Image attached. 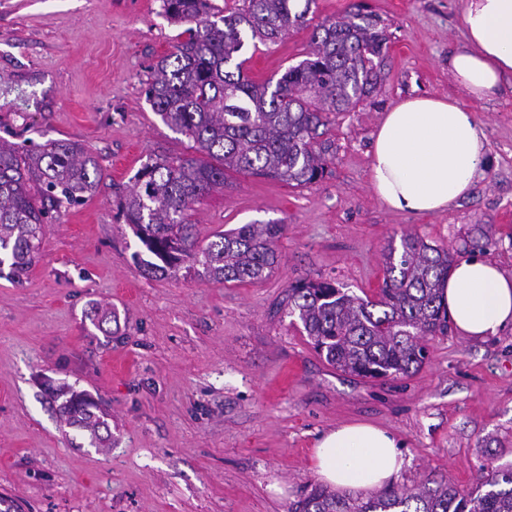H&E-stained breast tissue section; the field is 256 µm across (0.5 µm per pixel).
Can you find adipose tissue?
<instances>
[{
  "label": "adipose tissue",
  "mask_w": 512,
  "mask_h": 512,
  "mask_svg": "<svg viewBox=\"0 0 512 512\" xmlns=\"http://www.w3.org/2000/svg\"><path fill=\"white\" fill-rule=\"evenodd\" d=\"M464 41L448 70L471 98L496 97L512 80V0H462ZM486 134L474 112L452 97L398 102L374 134L369 185L391 210L430 215L471 193L486 155ZM440 300L460 336L482 340L512 325V273L495 260L470 257L440 285ZM402 441L369 423L337 426L319 438L312 470L339 490L381 487L402 471Z\"/></svg>",
  "instance_id": "ef3b65f1"
}]
</instances>
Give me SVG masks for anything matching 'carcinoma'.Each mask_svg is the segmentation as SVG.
<instances>
[{
    "label": "carcinoma",
    "instance_id": "1",
    "mask_svg": "<svg viewBox=\"0 0 512 512\" xmlns=\"http://www.w3.org/2000/svg\"><path fill=\"white\" fill-rule=\"evenodd\" d=\"M314 0H243L228 13L211 0H162V15L185 24L174 50L151 67L145 94L193 153L148 156L121 211L149 258L135 254L145 275L166 277L184 264L224 284L265 278L278 263L286 226L242 224L202 243L192 205L229 172L306 186L322 179L332 148L329 114L349 112L381 82L388 36L380 20L358 8L313 27L306 58L277 79L255 80L237 60L245 41L274 43L306 25ZM98 161L75 142L50 140L35 149L0 144V269L19 279L33 266L50 211L77 206L102 180ZM454 254L407 234L389 243L376 298L325 281L288 287V315L332 367L364 378L407 376L429 359V340L448 334L441 282ZM66 421L104 448V417L80 395L64 406ZM293 512H512V464L498 466L473 489L440 477L369 498L314 487Z\"/></svg>",
    "mask_w": 512,
    "mask_h": 512
}]
</instances>
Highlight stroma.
<instances>
[{
	"label": "stroma",
	"instance_id": "1",
	"mask_svg": "<svg viewBox=\"0 0 512 512\" xmlns=\"http://www.w3.org/2000/svg\"><path fill=\"white\" fill-rule=\"evenodd\" d=\"M160 4L0 0V143L76 142L103 170L95 193L49 219L22 280L0 274V499L22 512H291L318 484L317 439L352 421L400 437L399 489L431 474L466 489L485 467L512 463V326L484 340L449 331L430 341L418 371L371 380L328 365L285 307L301 279L375 297L384 249L406 233L512 273V92L475 100L450 76L460 0H316V24L357 4L380 16L383 81L332 116L324 179L292 187L233 174L195 205L203 240L251 222L286 226L271 276L226 285L145 276L120 209L148 154L189 151L145 96L151 64L181 31ZM310 35L246 46L248 73L279 76ZM424 94L475 112L488 155L469 197L415 216L373 194L369 153L384 113ZM98 306L117 316L109 332L91 323ZM74 393L106 413L111 447H89L61 422Z\"/></svg>",
	"mask_w": 512,
	"mask_h": 512
}]
</instances>
